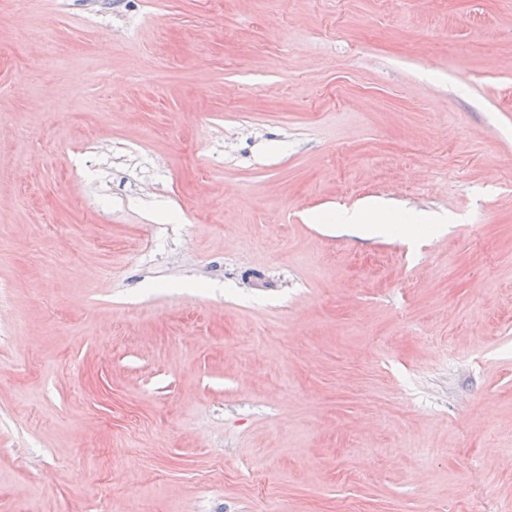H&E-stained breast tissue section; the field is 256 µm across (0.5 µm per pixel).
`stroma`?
<instances>
[{
	"instance_id": "stroma-1",
	"label": "stroma",
	"mask_w": 512,
	"mask_h": 512,
	"mask_svg": "<svg viewBox=\"0 0 512 512\" xmlns=\"http://www.w3.org/2000/svg\"><path fill=\"white\" fill-rule=\"evenodd\" d=\"M86 2L0 0V512H512V0Z\"/></svg>"
}]
</instances>
